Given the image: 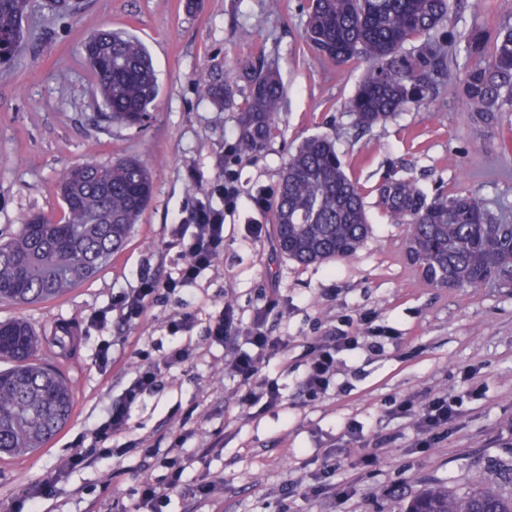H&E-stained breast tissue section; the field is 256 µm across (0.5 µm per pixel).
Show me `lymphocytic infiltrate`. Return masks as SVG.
Listing matches in <instances>:
<instances>
[{"mask_svg":"<svg viewBox=\"0 0 512 512\" xmlns=\"http://www.w3.org/2000/svg\"><path fill=\"white\" fill-rule=\"evenodd\" d=\"M210 200L201 202L192 212L187 223L175 225L173 235L182 249L184 262L176 275L164 282L142 281L140 288L120 297L119 303L129 318H141L158 288L175 291L197 280L205 270L213 267L224 253V215L237 206L238 192L233 177H225L216 183ZM245 348H231L228 352V368L238 377L242 391L241 406L250 408L263 405L273 409L281 405L282 396L277 381L259 379L258 373L265 358L282 349V339L269 335L262 317H255L253 325L245 333ZM359 339L343 332L325 336L312 343L307 353L303 388L309 399L315 400L327 394L338 371L341 358L356 350ZM191 356L189 344L172 348L162 359L143 363L135 377L125 388L120 402L110 405L95 429L98 441L104 442L125 434L130 429L131 410L140 397L154 389L165 370L186 363ZM394 413L415 415L416 426L422 436L420 444L428 448L443 438L450 424L462 416L461 402L452 394L438 395L425 401L422 408H415L412 400L396 404Z\"/></svg>","mask_w":512,"mask_h":512,"instance_id":"lymphocytic-infiltrate-1","label":"lymphocytic infiltrate"}]
</instances>
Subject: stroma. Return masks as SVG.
Instances as JSON below:
<instances>
[{"label": "stroma", "mask_w": 512, "mask_h": 512, "mask_svg": "<svg viewBox=\"0 0 512 512\" xmlns=\"http://www.w3.org/2000/svg\"><path fill=\"white\" fill-rule=\"evenodd\" d=\"M306 19L304 0H280L275 12L268 0H82L67 18L36 0L21 51L0 69V234L15 232L34 211L60 215L57 181L73 165L147 156L154 195L97 277L52 301L0 303V321L25 320L41 337L70 324L80 337L68 357L43 349L70 380L74 411L53 444L0 457V512H133L141 481L168 475L164 457L200 453L204 461L184 471L182 486L212 480V496L199 508L172 495L167 512H402L429 486L464 492L480 480L502 489L500 475L512 468V289L432 287L407 259L403 226L390 223L375 195L366 198L372 233L357 254L307 266L279 252L272 211L257 203L273 201L290 152L306 137L325 135L365 187L389 173L413 177L430 195H474L510 223L512 109L473 142L463 68L453 64L434 99L358 134L349 101L364 70L303 52ZM102 27L135 35L152 57L159 95L143 127L112 123L95 94L84 42ZM246 63L276 70L285 96L266 149L233 158L249 94L237 73ZM203 71L234 77L223 107L199 95L194 79ZM227 172L239 199L224 217L223 256L193 284L159 293L141 319L127 320L116 299L139 288L142 276L175 274L183 258L174 225ZM227 304L236 318L231 342L241 341L258 312L285 341L261 372L278 382L280 409L239 406L225 350L207 336L209 315ZM184 313L196 318L193 359L140 398L128 434L109 442L113 454L64 469L76 446L94 447V429L141 355L157 360L183 342L169 321ZM335 331L359 335L360 345L345 355L328 393L307 401L306 348ZM379 335L385 341L376 349L371 339ZM446 393L463 395L462 418L439 443L419 447L412 420L390 410L408 397L421 404ZM351 422L360 424L359 437L347 434ZM180 432L186 442L172 446ZM130 440L159 456L117 455ZM329 452L340 463L329 489L305 494ZM368 453L376 457L370 466L362 462ZM35 486L44 492L29 498Z\"/></svg>", "instance_id": "35a3bbf8"}]
</instances>
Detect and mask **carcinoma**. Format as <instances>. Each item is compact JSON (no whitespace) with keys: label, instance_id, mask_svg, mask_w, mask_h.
Here are the masks:
<instances>
[{"label":"carcinoma","instance_id":"carcinoma-1","mask_svg":"<svg viewBox=\"0 0 512 512\" xmlns=\"http://www.w3.org/2000/svg\"><path fill=\"white\" fill-rule=\"evenodd\" d=\"M455 0H307L303 40L319 56L369 67L349 104L353 124L369 130L435 92L450 59L445 47L464 44L476 61L464 70L469 136L476 142L512 106V0H495L498 18L490 55L484 30L466 37L447 26ZM34 0H0V66L12 62ZM108 117L143 126L155 108L158 83L150 55L136 37L101 28L84 44ZM247 107L238 117L234 152L266 147L281 109L277 72L248 67ZM200 92L221 108L231 85L211 72L197 75ZM147 161L120 157L68 168L59 179L62 216H27L0 238V301H49L92 279L126 244L149 205ZM373 192L393 224H403L419 275L435 288H486L512 283V224H502L473 195L432 198L415 179L386 176ZM365 192L349 176L335 144L305 139L288 158L272 203L280 252L299 264L354 256L370 234ZM39 337L20 320L0 322V454L26 456L46 447L68 423L74 393L63 374L38 360ZM406 512H512V494L491 489L420 492Z\"/></svg>","mask_w":512,"mask_h":512}]
</instances>
